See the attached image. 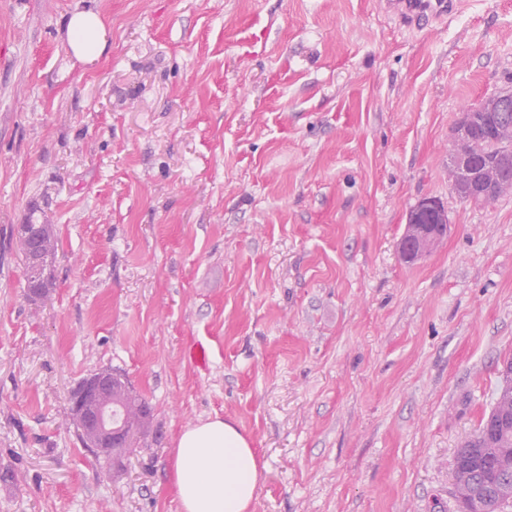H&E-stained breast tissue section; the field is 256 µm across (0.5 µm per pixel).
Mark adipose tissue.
<instances>
[{
    "instance_id": "obj_1",
    "label": "adipose tissue",
    "mask_w": 512,
    "mask_h": 512,
    "mask_svg": "<svg viewBox=\"0 0 512 512\" xmlns=\"http://www.w3.org/2000/svg\"><path fill=\"white\" fill-rule=\"evenodd\" d=\"M68 47L79 60L98 59L107 28L92 9L68 20ZM262 478V464L248 437L214 417L182 430L174 450L173 485L180 512H249Z\"/></svg>"
}]
</instances>
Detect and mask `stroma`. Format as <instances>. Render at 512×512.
I'll use <instances>...</instances> for the list:
<instances>
[{
    "label": "stroma",
    "mask_w": 512,
    "mask_h": 512,
    "mask_svg": "<svg viewBox=\"0 0 512 512\" xmlns=\"http://www.w3.org/2000/svg\"><path fill=\"white\" fill-rule=\"evenodd\" d=\"M511 84L512 0L422 29L375 0H0V512H180L176 440L215 416L265 466L251 512H455L512 357V191L460 201L448 151ZM425 197L450 232L408 264ZM20 224L59 238L35 302ZM106 368L153 409L120 469L69 417ZM68 47L81 61L98 59L107 46V28L93 9L76 10L68 20Z\"/></svg>",
    "instance_id": "stroma-1"
}]
</instances>
